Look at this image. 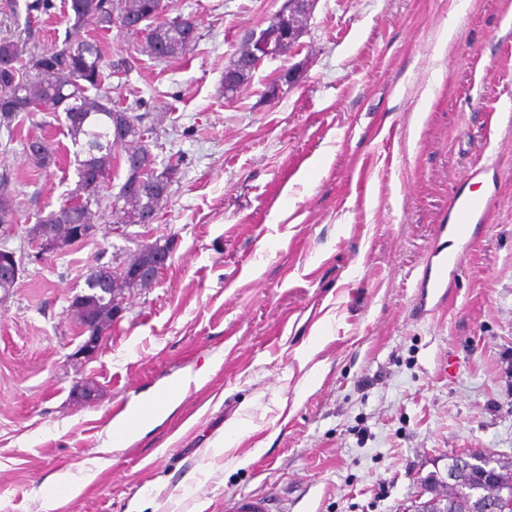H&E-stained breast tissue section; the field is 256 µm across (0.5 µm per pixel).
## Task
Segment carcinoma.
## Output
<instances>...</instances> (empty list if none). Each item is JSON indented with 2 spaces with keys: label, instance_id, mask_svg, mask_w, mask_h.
Returning <instances> with one entry per match:
<instances>
[{
  "label": "carcinoma",
  "instance_id": "1",
  "mask_svg": "<svg viewBox=\"0 0 512 512\" xmlns=\"http://www.w3.org/2000/svg\"><path fill=\"white\" fill-rule=\"evenodd\" d=\"M158 0H77L67 4V19L75 29L90 28L95 33H106L119 28L144 39L142 50L148 56L166 62L183 56L189 46L184 31L174 22L181 15L160 18L154 9ZM104 46L94 36L64 47L46 51L20 37L0 38V127H13L21 112L34 117L40 112L62 111L66 115L67 130L73 144L79 146L83 159L77 160L78 181L70 191L64 206L68 208V224H92L98 210L112 206L103 202L99 189L83 180L84 174H98L109 179L116 167L113 155L93 152L90 144L104 139L110 131V113L122 111L102 91ZM128 180H123L114 199L148 213L161 210L166 200L155 198L145 189L134 197H127ZM0 214L16 216L10 180L0 175ZM501 475L500 489L512 498V460L496 457ZM430 512H474V492L477 489L474 472L459 466L448 458L446 476L431 473L426 479Z\"/></svg>",
  "mask_w": 512,
  "mask_h": 512
}]
</instances>
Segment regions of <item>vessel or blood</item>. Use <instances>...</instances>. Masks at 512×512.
Listing matches in <instances>:
<instances>
[{"label":"vessel or blood","instance_id":"vessel-or-blood-1","mask_svg":"<svg viewBox=\"0 0 512 512\" xmlns=\"http://www.w3.org/2000/svg\"><path fill=\"white\" fill-rule=\"evenodd\" d=\"M489 168L472 166L454 191L448 207L447 223L438 225L441 243L431 253L417 281L420 308L445 306L452 288L458 285L459 271L472 243L488 227L491 205L497 195L488 182ZM224 512H273L270 499L242 493L224 501Z\"/></svg>","mask_w":512,"mask_h":512}]
</instances>
